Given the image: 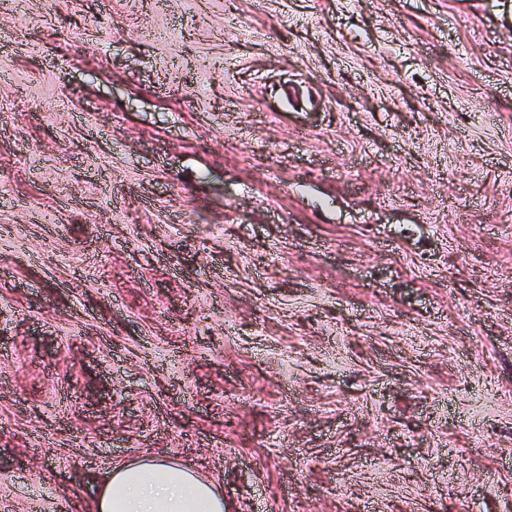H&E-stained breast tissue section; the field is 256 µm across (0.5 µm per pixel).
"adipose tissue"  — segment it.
Returning a JSON list of instances; mask_svg holds the SVG:
<instances>
[{"label": "adipose tissue", "instance_id": "adipose-tissue-1", "mask_svg": "<svg viewBox=\"0 0 512 512\" xmlns=\"http://www.w3.org/2000/svg\"><path fill=\"white\" fill-rule=\"evenodd\" d=\"M94 512H224V497L193 466L151 460L110 468Z\"/></svg>", "mask_w": 512, "mask_h": 512}]
</instances>
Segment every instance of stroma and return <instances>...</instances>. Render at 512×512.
<instances>
[{"mask_svg":"<svg viewBox=\"0 0 512 512\" xmlns=\"http://www.w3.org/2000/svg\"><path fill=\"white\" fill-rule=\"evenodd\" d=\"M141 458L512 512V0H0V512Z\"/></svg>","mask_w":512,"mask_h":512,"instance_id":"1","label":"stroma"}]
</instances>
